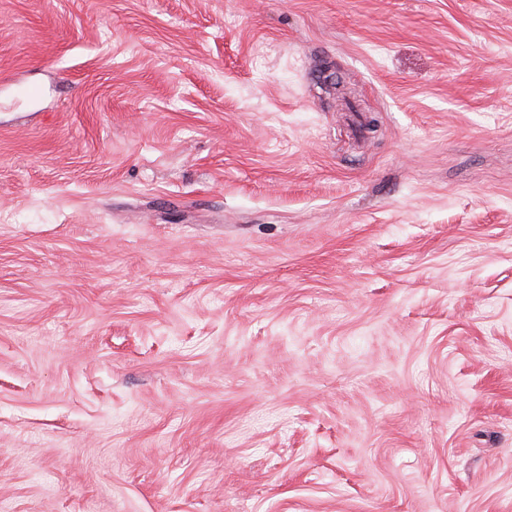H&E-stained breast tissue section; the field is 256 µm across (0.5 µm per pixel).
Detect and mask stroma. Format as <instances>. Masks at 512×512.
Returning <instances> with one entry per match:
<instances>
[{
  "mask_svg": "<svg viewBox=\"0 0 512 512\" xmlns=\"http://www.w3.org/2000/svg\"><path fill=\"white\" fill-rule=\"evenodd\" d=\"M0 512H512V0H0Z\"/></svg>",
  "mask_w": 512,
  "mask_h": 512,
  "instance_id": "35a3bbf8",
  "label": "stroma"
}]
</instances>
